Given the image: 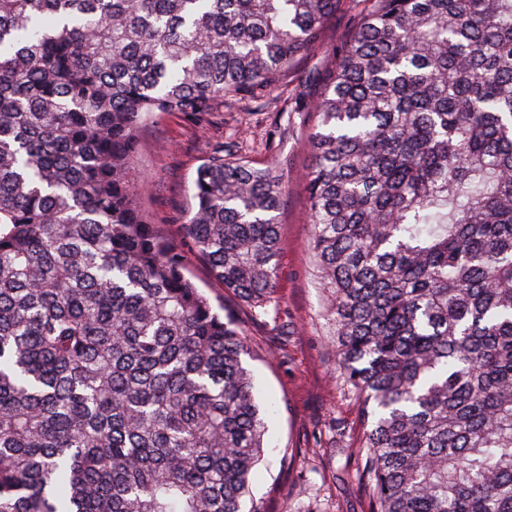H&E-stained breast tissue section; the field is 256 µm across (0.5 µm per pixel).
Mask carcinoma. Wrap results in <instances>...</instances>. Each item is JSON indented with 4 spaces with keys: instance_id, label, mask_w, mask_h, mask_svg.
Returning a JSON list of instances; mask_svg holds the SVG:
<instances>
[{
    "instance_id": "obj_1",
    "label": "carcinoma",
    "mask_w": 512,
    "mask_h": 512,
    "mask_svg": "<svg viewBox=\"0 0 512 512\" xmlns=\"http://www.w3.org/2000/svg\"><path fill=\"white\" fill-rule=\"evenodd\" d=\"M292 81L369 512H512V0H0V512H265L248 346L185 269L266 311L284 168L218 147L187 255L132 161ZM350 21L348 15L338 14L330 21L324 30V40L327 46L343 42L349 34Z\"/></svg>"
}]
</instances>
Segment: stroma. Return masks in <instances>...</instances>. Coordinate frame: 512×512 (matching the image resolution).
<instances>
[{"label": "stroma", "instance_id": "obj_1", "mask_svg": "<svg viewBox=\"0 0 512 512\" xmlns=\"http://www.w3.org/2000/svg\"><path fill=\"white\" fill-rule=\"evenodd\" d=\"M314 114L288 120V91L263 107L225 105L204 122L156 113L138 131L134 167L145 183L142 206L157 231L183 246L189 187L202 161L235 139L255 161L285 160L288 196L280 212L276 302L255 316L214 279L209 265L190 259L187 277L214 310L242 328L258 403L267 414L265 455L253 482L268 512H366L350 446L356 408L336 381L335 351L321 315L322 295L311 265L308 206L303 190L312 158L307 135Z\"/></svg>", "mask_w": 512, "mask_h": 512}]
</instances>
